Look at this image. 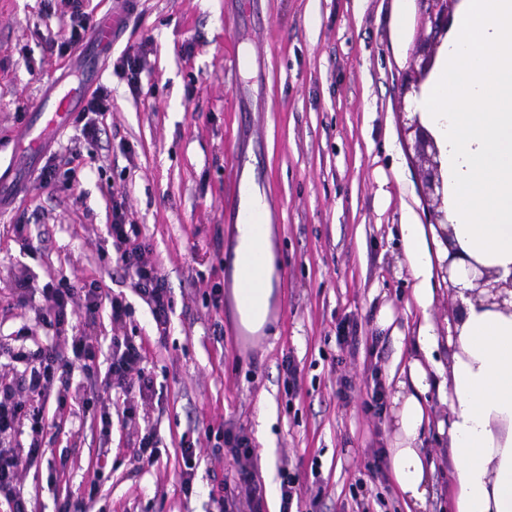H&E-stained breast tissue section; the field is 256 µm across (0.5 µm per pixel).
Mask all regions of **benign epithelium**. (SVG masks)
<instances>
[{"mask_svg":"<svg viewBox=\"0 0 512 512\" xmlns=\"http://www.w3.org/2000/svg\"><path fill=\"white\" fill-rule=\"evenodd\" d=\"M419 2L430 22V29L424 31L421 42L410 59L411 80L401 85L400 109L403 115L406 114L405 96L420 95L422 83L429 77L437 51L448 36V26L457 0H419ZM406 131L414 134L415 152L422 161L428 163V168L425 170L427 195L436 198L439 202L444 196V178L436 140L423 124L418 112L414 113L409 120ZM493 279L494 276L486 272L477 280V283L479 287L489 290L490 294L495 296V301L500 303L506 298L502 291L507 288L512 290V281L504 284L495 283Z\"/></svg>","mask_w":512,"mask_h":512,"instance_id":"7a95c632","label":"benign epithelium"}]
</instances>
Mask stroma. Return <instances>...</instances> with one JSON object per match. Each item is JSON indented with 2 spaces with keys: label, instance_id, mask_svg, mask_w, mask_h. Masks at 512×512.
I'll list each match as a JSON object with an SVG mask.
<instances>
[{
  "label": "stroma",
  "instance_id": "stroma-1",
  "mask_svg": "<svg viewBox=\"0 0 512 512\" xmlns=\"http://www.w3.org/2000/svg\"><path fill=\"white\" fill-rule=\"evenodd\" d=\"M69 19L59 0H0V169L15 155L12 136L46 87L97 84L112 90L96 141L70 146L74 128L54 133L51 150L76 178L57 189L31 182L0 217V336L35 324L13 285L32 288L49 276L97 280L103 294L131 308L113 328L108 310L84 325L109 345L134 337L145 370L162 394L146 424L162 439L151 466L133 455L138 440L121 413L102 439L81 400L57 409L43 458L26 465L21 488L31 512H57L65 498L86 512H221L215 479L234 466L214 452L205 428H244L256 449L264 512H278L279 470L299 472L302 503L317 512H406L389 471H376L377 449L394 437L391 404L370 412L375 381L386 395L409 356L418 321L446 327L453 299L441 277L434 302L417 306L400 235L402 224L429 222L421 168L398 115L401 83L426 26L418 0H140L111 52L100 81L85 80L80 49L59 56L47 31ZM149 55L138 95L113 72L124 49ZM265 197L279 257L272 319L251 334L236 324L230 299L214 303L213 284L228 285L242 179ZM122 193L167 279L174 299L166 336L128 278L99 250L108 240L112 195ZM37 247L21 251L14 225ZM348 323L353 340H336ZM302 379L297 397L284 390V356ZM352 384L349 401L337 395ZM433 422L421 448L434 464L427 512H454L452 461L434 424L447 402L431 395ZM199 450L193 493L181 492L183 442ZM98 493L89 496L90 482Z\"/></svg>",
  "mask_w": 512,
  "mask_h": 512
}]
</instances>
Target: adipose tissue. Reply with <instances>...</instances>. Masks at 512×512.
I'll return each mask as SVG.
<instances>
[{
	"mask_svg": "<svg viewBox=\"0 0 512 512\" xmlns=\"http://www.w3.org/2000/svg\"><path fill=\"white\" fill-rule=\"evenodd\" d=\"M415 107L441 150L453 238L440 246L456 287L446 332L423 320L392 399L393 481L407 512H425L434 471L420 447L436 426L453 463L456 512H512V310L476 291L483 271L512 280V0H462L442 61ZM231 229V295L240 326L256 333L276 298L277 254L268 206L250 182ZM421 309L434 301L421 225L400 227ZM447 347L448 362L434 359ZM447 397V420L431 422L430 392Z\"/></svg>",
	"mask_w": 512,
	"mask_h": 512,
	"instance_id": "ef3b65f1",
	"label": "adipose tissue"
}]
</instances>
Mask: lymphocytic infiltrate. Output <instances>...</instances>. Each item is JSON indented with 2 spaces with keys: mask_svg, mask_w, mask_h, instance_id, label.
Returning a JSON list of instances; mask_svg holds the SVG:
<instances>
[{
  "mask_svg": "<svg viewBox=\"0 0 512 512\" xmlns=\"http://www.w3.org/2000/svg\"><path fill=\"white\" fill-rule=\"evenodd\" d=\"M61 2L70 11V24L65 31L48 33L46 39L64 56L84 41L95 22L84 11L82 0ZM108 236L117 265L130 276L134 291L149 306L159 334H166L173 297L140 224L128 215L124 196L112 198ZM15 294L18 306L34 307L39 321L56 335L54 343L45 344L31 328L20 327L15 335L16 347L7 349L8 361L0 365V501L6 503L9 512H29L21 493V467L42 457L49 428L42 409L32 407L31 402L52 398L58 407H65L70 375L78 367L91 373L100 354L96 338L86 331L70 332L75 309L83 308L87 328L95 325L102 305H109L115 324L125 322L131 310L122 295L103 299L97 282L76 283L64 275L50 277L37 297L30 295L26 281H18ZM110 348L104 388L118 394L124 419L130 422L135 420L139 405L151 403L154 384L144 371L141 345L131 337L114 335ZM101 389L91 388L92 397H99ZM23 428L29 431L28 447H13V435ZM214 438L235 468L233 483L224 487L227 512H262L263 493L255 476L251 438L231 427L217 429Z\"/></svg>",
  "mask_w": 512,
  "mask_h": 512,
  "instance_id": "lymphocytic-infiltrate-1",
  "label": "lymphocytic infiltrate"
}]
</instances>
